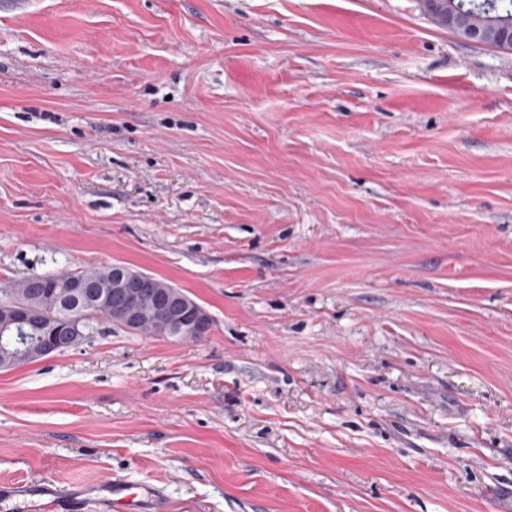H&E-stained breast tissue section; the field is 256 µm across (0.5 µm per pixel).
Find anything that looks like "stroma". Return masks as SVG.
Wrapping results in <instances>:
<instances>
[{
  "instance_id": "35a3bbf8",
  "label": "stroma",
  "mask_w": 512,
  "mask_h": 512,
  "mask_svg": "<svg viewBox=\"0 0 512 512\" xmlns=\"http://www.w3.org/2000/svg\"><path fill=\"white\" fill-rule=\"evenodd\" d=\"M120 263L0 369V512H512V50L419 0H0V284ZM458 24L459 26L453 27V31L456 37L463 42L481 44L485 39L489 38L494 33L485 26L464 22L459 17ZM435 25L444 29L446 28L453 33V31L449 29L448 26L444 23H438ZM115 277L112 278V276ZM53 281L54 294L51 296L36 297L33 288L40 292H49V282L42 277H34L37 283L32 285V278H26L18 281L3 283L0 285V305L11 300L31 302L41 305L46 310L54 312L60 316H70L80 310V305H75L70 297V283L76 279H83L91 282L95 286H106L112 284L108 289L96 291L91 289L82 281H76L73 285L74 299L76 302H83L88 305H97V307H107L112 309V313H106L105 318L116 325L119 323L112 321V316L122 320L129 326L137 327L145 319L144 324L136 331H129L133 335L153 336V318L147 316L142 309V301L148 292L146 286L150 276L144 272H128L123 268L113 270V265H102L90 268H84L78 271H69L64 273H48L43 275ZM87 313L89 327L87 336H90L96 330L98 323L97 317H102L96 310L84 309ZM54 316L44 310L28 307L16 306L5 311V316L0 318V331L10 328L17 330L33 329L41 333L37 336L38 342L28 339V344L15 348L10 358L5 364H18L27 362L37 357H45L53 353L62 352L72 345L79 344L87 337L84 331V325L81 317L61 318ZM122 326V325H120ZM123 327V326H122ZM152 303L155 310L154 321H155V335L158 337H164V335L170 330L181 327H188L193 332L203 333L209 323L210 316L206 310L200 306L197 302L189 303L180 294L171 293H158L157 291L152 292ZM204 334L196 335L192 332H177L171 340L185 342L180 336H193L198 337L191 341L201 339Z\"/></svg>"
}]
</instances>
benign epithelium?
<instances>
[{
	"label": "benign epithelium",
	"instance_id": "1",
	"mask_svg": "<svg viewBox=\"0 0 512 512\" xmlns=\"http://www.w3.org/2000/svg\"><path fill=\"white\" fill-rule=\"evenodd\" d=\"M430 5L427 16L438 19L444 15L454 16V0H426ZM454 33L463 42L480 44L492 35L489 28L458 21ZM149 275L144 272H128L116 269L112 285L107 289L96 291L82 281L74 283V299L88 305L101 308L110 307L112 316L122 320L129 326L137 327L147 317L142 309V301L147 293ZM155 310V335L164 336L169 330L187 327L193 332H204L210 316L198 303L186 301L180 294L152 293ZM33 329L41 333L38 342L15 348L7 360L9 364L27 362L37 357H45L62 352L67 348L83 342L86 338L82 318H61L44 310L16 306L5 312L0 318V331L6 329Z\"/></svg>",
	"mask_w": 512,
	"mask_h": 512
}]
</instances>
